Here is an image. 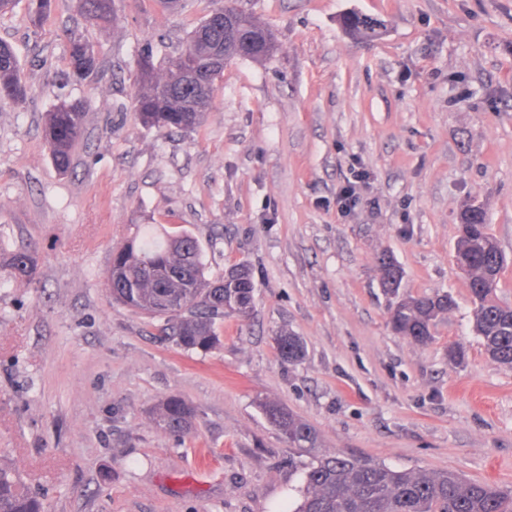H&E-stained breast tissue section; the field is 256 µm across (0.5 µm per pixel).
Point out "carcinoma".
Wrapping results in <instances>:
<instances>
[{
  "mask_svg": "<svg viewBox=\"0 0 512 512\" xmlns=\"http://www.w3.org/2000/svg\"><path fill=\"white\" fill-rule=\"evenodd\" d=\"M85 20L94 24L112 11V0H80ZM236 0H224L215 11L224 13V26L214 28L204 19L191 33L184 51L166 74L155 75L152 53L141 54L135 98L139 120L157 128L195 130L208 111L215 81L224 67L238 59L262 60L273 54V31L256 22ZM354 38L372 40L379 25L358 13L341 19ZM72 69L90 63L93 50L74 40L69 50ZM28 90L19 76L12 47L0 40V97L22 102ZM85 131V112L79 102H64L48 114L46 137L52 161L62 173L70 170L74 152ZM457 267L467 276L474 304L473 330L483 340L486 354L512 367V306L496 297L506 268V257L489 232L485 212L473 207L460 216L455 248ZM381 287L394 297L388 307L392 329L419 345L432 339L431 328L454 307L448 293L413 296L399 294L402 273L389 255L378 258ZM35 258L28 251L10 257L14 276L29 278ZM201 247L188 232L167 234L161 240L138 229L112 251L106 284L112 298L130 310L164 320L177 345L185 350L210 351L220 344V324L226 316L241 320L253 307L254 282L246 265L229 270L224 278L207 279ZM280 358L301 363L306 347L301 337L281 330L275 336ZM261 410L292 448H313L315 429L276 402ZM195 408L173 396L155 412L159 427L184 431L191 427ZM0 512H44L42 503L23 492L14 474L0 469ZM289 512H512V489L495 483L466 479L452 472L427 473L397 470L384 463L346 456H324L306 472L301 498Z\"/></svg>",
  "mask_w": 512,
  "mask_h": 512,
  "instance_id": "cac0c4a2",
  "label": "carcinoma"
}]
</instances>
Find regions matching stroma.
I'll list each match as a JSON object with an SVG mask.
<instances>
[{
	"label": "stroma",
	"instance_id": "obj_1",
	"mask_svg": "<svg viewBox=\"0 0 512 512\" xmlns=\"http://www.w3.org/2000/svg\"><path fill=\"white\" fill-rule=\"evenodd\" d=\"M215 5L115 0L97 25L79 0L37 26L31 0L0 15L28 88L0 100V466L47 512H288L308 466L339 452L512 487V367L474 335L454 261L463 208L482 207L512 304V0H241L273 54L228 64L194 131L143 125L140 55L165 74ZM349 13L381 35L347 36ZM74 38L98 56L88 75L69 65ZM63 101L86 113L64 174L44 132ZM138 224L192 234L210 278L248 264L253 311L225 319L216 349L184 351L113 302L112 249ZM20 250L33 280L10 273ZM384 253L403 290L455 302L428 344L388 324ZM281 330L303 338L300 364L281 361ZM171 396L195 406L190 430L155 424ZM265 401L317 448L288 447ZM266 419L278 428L292 448H315L317 436L315 429L306 421L297 418L285 407L276 402L261 403Z\"/></svg>",
	"mask_w": 512,
	"mask_h": 512
}]
</instances>
